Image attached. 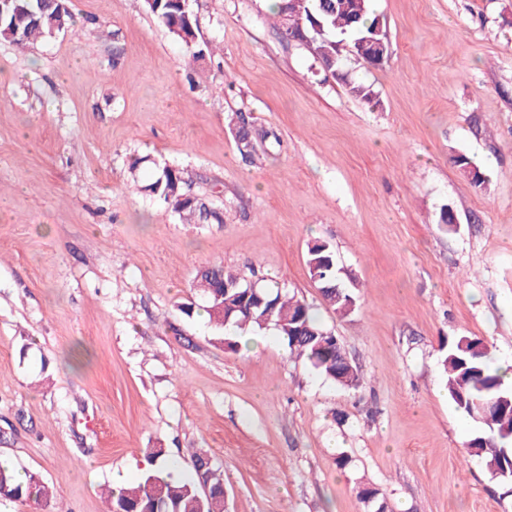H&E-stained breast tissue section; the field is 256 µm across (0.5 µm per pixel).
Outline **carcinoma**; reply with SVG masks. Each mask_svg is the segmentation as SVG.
Here are the masks:
<instances>
[{
    "mask_svg": "<svg viewBox=\"0 0 512 512\" xmlns=\"http://www.w3.org/2000/svg\"><path fill=\"white\" fill-rule=\"evenodd\" d=\"M354 0H295L293 11H288V0H279L271 9L274 27L285 36L305 32L308 39L303 44L312 52L323 68L333 73L342 67L343 59L336 58V41L363 40L374 29L383 25L369 0L358 4L355 12L350 7ZM29 11L18 12L13 6L3 7L0 13V41L8 42L20 50L50 38L51 31L73 30V16L68 0H31ZM147 9L156 16L168 31L182 44L186 55L200 61L214 56L218 46L211 41L198 39L197 18L185 0H148ZM355 98L375 107L378 104L372 86L364 82L349 84ZM230 125L242 160L252 159L255 141L265 137L248 118L236 113ZM457 165L466 176H474L471 183L483 187L488 176L463 155L456 158ZM193 177L188 170L169 163H156L149 182L138 187L165 205L183 224L222 223L218 209L209 199L192 192ZM307 264L311 280L322 288L324 302L336 314L347 316L356 308V297L338 283L336 260L332 248L316 241L308 248ZM248 282L240 273L219 266L217 270H201L194 281V289L205 302V312L216 329L214 339L235 349L236 343L228 341L222 332L248 331L273 328L285 343L290 357L307 361L319 374L346 388L361 385L362 375L350 372L339 363L342 349L337 337L324 328L303 300L282 293L278 285L257 288L249 297L250 305L241 311L231 312V305L247 289ZM442 373L447 377L448 399L456 409L470 418L477 432L467 442L468 453L479 458L492 475L512 465V448L507 441L512 438V392L503 387L500 370L491 366L487 346L482 340L463 336L448 346L441 360ZM496 400L499 407L486 417L475 410V401ZM148 460L160 462L153 472H145L140 479L117 492L108 490L107 512H221L224 493V473L195 453L191 460L201 464L202 471L192 470L190 477L174 480L162 475L167 464L161 448H150ZM11 466H0V498L32 502L37 506L47 502L49 487L38 474L24 473ZM207 485L204 494L201 485Z\"/></svg>",
    "mask_w": 512,
    "mask_h": 512,
    "instance_id": "1",
    "label": "carcinoma"
}]
</instances>
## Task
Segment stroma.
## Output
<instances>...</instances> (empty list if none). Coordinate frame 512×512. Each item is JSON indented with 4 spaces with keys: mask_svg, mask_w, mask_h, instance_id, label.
<instances>
[{
    "mask_svg": "<svg viewBox=\"0 0 512 512\" xmlns=\"http://www.w3.org/2000/svg\"><path fill=\"white\" fill-rule=\"evenodd\" d=\"M69 7L74 31L0 41V457L51 487L41 512H104L149 448L206 453L224 512H375L362 483L388 512H512L440 372L460 336L512 362V0H376L388 63L345 59L375 107L282 38L266 0H190L224 48L197 62L144 0ZM240 111L273 134L249 164ZM133 155L187 166L223 223L138 192ZM315 240L354 289L348 316L310 279ZM207 265L305 300L362 385L271 329L224 349L179 310Z\"/></svg>",
    "mask_w": 512,
    "mask_h": 512,
    "instance_id": "35a3bbf8",
    "label": "stroma"
}]
</instances>
